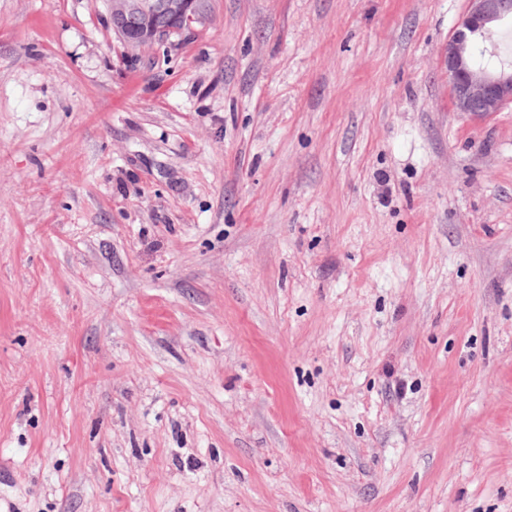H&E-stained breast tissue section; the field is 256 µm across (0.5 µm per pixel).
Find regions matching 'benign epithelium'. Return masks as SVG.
<instances>
[{
  "mask_svg": "<svg viewBox=\"0 0 512 512\" xmlns=\"http://www.w3.org/2000/svg\"><path fill=\"white\" fill-rule=\"evenodd\" d=\"M112 30L131 49L175 45L206 18L205 0H106ZM469 9L445 48L448 83L457 111L486 116L512 104V65L474 61L477 45L493 55L492 37L512 22V0H468Z\"/></svg>",
  "mask_w": 512,
  "mask_h": 512,
  "instance_id": "1",
  "label": "benign epithelium"
}]
</instances>
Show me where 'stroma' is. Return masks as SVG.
Listing matches in <instances>:
<instances>
[{
  "instance_id": "obj_1",
  "label": "stroma",
  "mask_w": 512,
  "mask_h": 512,
  "mask_svg": "<svg viewBox=\"0 0 512 512\" xmlns=\"http://www.w3.org/2000/svg\"><path fill=\"white\" fill-rule=\"evenodd\" d=\"M468 0H0V512H512V104ZM112 30L131 49L175 45L206 18L205 0H106ZM133 19L134 23L129 24ZM462 17L445 48V64L454 106L458 112L486 116L512 104V65L497 63L488 68L474 61V51L493 56L492 37L512 22V0H468Z\"/></svg>"
}]
</instances>
